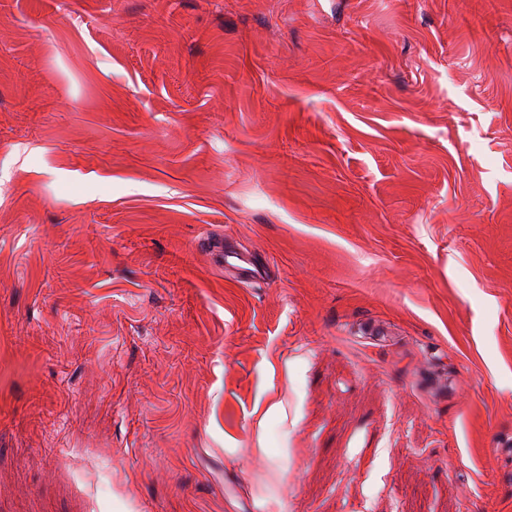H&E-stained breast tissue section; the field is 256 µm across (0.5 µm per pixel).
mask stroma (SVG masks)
I'll list each match as a JSON object with an SVG mask.
<instances>
[{
	"mask_svg": "<svg viewBox=\"0 0 512 512\" xmlns=\"http://www.w3.org/2000/svg\"><path fill=\"white\" fill-rule=\"evenodd\" d=\"M506 438L512 0H0V512H512ZM211 248L216 258V265L224 270L227 278L241 284H250L263 279L264 267L252 255L234 246L224 247L222 238L213 240Z\"/></svg>",
	"mask_w": 512,
	"mask_h": 512,
	"instance_id": "obj_1",
	"label": "stroma"
}]
</instances>
